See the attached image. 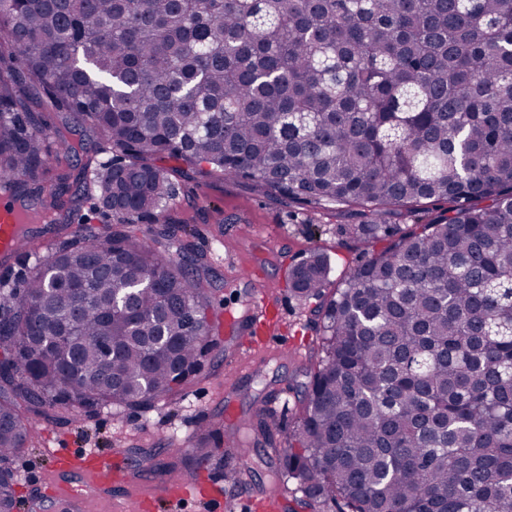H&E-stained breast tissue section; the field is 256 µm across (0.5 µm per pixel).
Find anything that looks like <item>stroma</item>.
<instances>
[{
  "instance_id": "obj_1",
  "label": "stroma",
  "mask_w": 512,
  "mask_h": 512,
  "mask_svg": "<svg viewBox=\"0 0 512 512\" xmlns=\"http://www.w3.org/2000/svg\"><path fill=\"white\" fill-rule=\"evenodd\" d=\"M42 115L44 126L67 128L69 141L85 147L63 166L71 185L68 205L91 214L94 224L107 222L106 211L80 196L84 165L98 156L96 134L77 113L46 108ZM165 215L176 223V242L169 245V253H176L178 241L188 240L208 256L217 324H224L229 312L239 308L253 288L252 277H262L265 288L283 301L280 330L300 345L301 355L259 359L243 352L235 339L223 337L182 390L154 407L78 412L58 422L35 420L32 446L6 462L17 481L20 512H72L68 501L46 486L58 467L56 456L63 451L79 455L121 446L127 467L139 471L146 482L171 478L191 483L209 475L223 480L225 493L236 503L276 482L269 463L273 449L249 444L248 428L261 410H272L280 429L275 439L284 443L285 431L299 415L289 381L315 362L318 336L312 305L291 293L288 270L310 250H321L330 261L327 286L335 288L338 279L372 249L348 231L349 225L365 223L366 218L357 210L339 216L327 208L263 193L245 182L206 174L179 182ZM228 403L240 416L235 427L224 431L225 440L238 442L236 455L193 457L192 444L203 423L222 421Z\"/></svg>"
}]
</instances>
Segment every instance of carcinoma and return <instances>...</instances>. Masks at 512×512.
I'll return each instance as SVG.
<instances>
[{
    "label": "carcinoma",
    "instance_id": "carcinoma-1",
    "mask_svg": "<svg viewBox=\"0 0 512 512\" xmlns=\"http://www.w3.org/2000/svg\"><path fill=\"white\" fill-rule=\"evenodd\" d=\"M79 112L112 150L83 195L118 225L0 280V464L30 418L150 406L215 344L211 288L160 220L209 171L369 223L379 251L325 294L318 363L288 446L256 438L317 512H512V0H0V193L61 211L41 112ZM49 192H44L46 184ZM448 207L417 230L387 220ZM155 225L147 236L136 225ZM202 434L192 454L216 456ZM0 467V512L19 499Z\"/></svg>",
    "mask_w": 512,
    "mask_h": 512
}]
</instances>
